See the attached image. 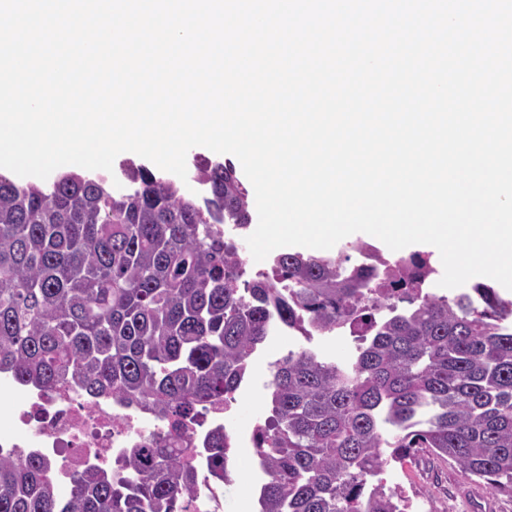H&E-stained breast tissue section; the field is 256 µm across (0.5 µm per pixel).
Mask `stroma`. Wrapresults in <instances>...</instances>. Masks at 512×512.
Here are the masks:
<instances>
[{
	"instance_id": "1",
	"label": "stroma",
	"mask_w": 512,
	"mask_h": 512,
	"mask_svg": "<svg viewBox=\"0 0 512 512\" xmlns=\"http://www.w3.org/2000/svg\"><path fill=\"white\" fill-rule=\"evenodd\" d=\"M300 344L283 336H270L251 357L248 380L233 409L231 422L245 425L264 420L270 413L268 382L274 361L299 350ZM236 477L224 488V512H255L254 487L261 481L253 449L235 451ZM387 488H402L409 498L427 501L429 512H512V498L489 494V506L474 505L469 495L473 481L452 464L428 453L391 466L383 474Z\"/></svg>"
}]
</instances>
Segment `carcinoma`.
<instances>
[{"mask_svg": "<svg viewBox=\"0 0 512 512\" xmlns=\"http://www.w3.org/2000/svg\"><path fill=\"white\" fill-rule=\"evenodd\" d=\"M193 167L200 203L132 160L124 194L105 176L20 186L0 174V372L180 426L236 395L272 328L348 327L352 358L303 349L273 367L254 436L259 512H403L380 475L421 452L512 497V300L490 283L427 291L408 277L436 274L422 252L367 273L283 252L272 275L247 279L223 225L251 224L250 192L229 162ZM210 444L211 472L231 483L228 438ZM194 485L170 450L140 448L126 474L84 472L63 499L48 461L0 456V512H180Z\"/></svg>", "mask_w": 512, "mask_h": 512, "instance_id": "carcinoma-1", "label": "carcinoma"}]
</instances>
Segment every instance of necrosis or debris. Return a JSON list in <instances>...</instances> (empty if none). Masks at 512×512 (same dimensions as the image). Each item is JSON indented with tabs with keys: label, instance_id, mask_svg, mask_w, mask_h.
Instances as JSON below:
<instances>
[{
	"label": "necrosis or debris",
	"instance_id": "1",
	"mask_svg": "<svg viewBox=\"0 0 512 512\" xmlns=\"http://www.w3.org/2000/svg\"><path fill=\"white\" fill-rule=\"evenodd\" d=\"M223 405L207 408L202 418L184 426L138 405L62 384L53 389L27 387L0 373V455L15 460L32 456L53 464L57 483L105 466L117 469L138 448L167 443L198 475L184 512H223L224 487L208 474L206 444L217 430H230L236 447L251 444L254 428H226Z\"/></svg>",
	"mask_w": 512,
	"mask_h": 512
}]
</instances>
